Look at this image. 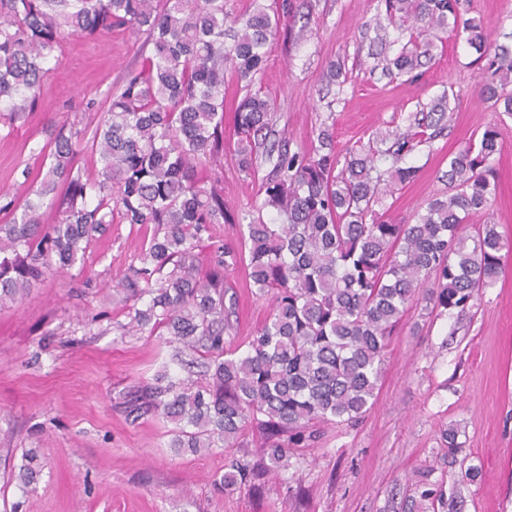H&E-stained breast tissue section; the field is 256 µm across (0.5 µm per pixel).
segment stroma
Masks as SVG:
<instances>
[{
  "label": "stroma",
  "instance_id": "stroma-1",
  "mask_svg": "<svg viewBox=\"0 0 512 512\" xmlns=\"http://www.w3.org/2000/svg\"><path fill=\"white\" fill-rule=\"evenodd\" d=\"M462 3L493 40L512 45V0ZM311 4L290 25L309 26L312 37L274 36L255 80L294 144L311 148L316 128L327 122L337 151H344L375 130L405 127L421 104L452 90L450 130L406 157L418 173L386 198L387 217L412 222L427 199L446 191L441 176L449 156L473 132L496 124L498 196L477 221L512 235V118L480 99L488 72L464 38L439 44L435 64L410 84L374 67L367 29L384 14L378 0ZM150 51L145 34L124 29L60 43L59 64L33 111L12 124L0 120V205L28 195L31 185L18 170L47 169L31 147L63 126L94 128L107 95ZM332 63L344 83L327 82ZM224 90V208L236 212L249 207L256 187L233 165V112L245 91L230 73ZM142 238L138 228L110 225L86 255L85 277L57 273L21 302L0 307V512H390L392 492L435 462L444 423L458 428L463 444L448 470L459 480L463 512H512V259L476 315L433 320L411 308L388 345L376 401L363 421L329 429L321 447L298 449V483L267 474L256 493L240 495L214 487L227 452L174 454L167 446L170 423L129 415L122 405L124 393L160 371L185 375L171 359L168 336L121 330L127 309L113 295L112 280L126 271ZM229 281L232 321L245 337L270 307L247 288L244 269ZM31 449L43 468L26 488L18 472ZM470 467L477 481H460Z\"/></svg>",
  "mask_w": 512,
  "mask_h": 512
}]
</instances>
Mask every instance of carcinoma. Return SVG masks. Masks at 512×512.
Instances as JSON below:
<instances>
[{"instance_id": "cac0c4a2", "label": "carcinoma", "mask_w": 512, "mask_h": 512, "mask_svg": "<svg viewBox=\"0 0 512 512\" xmlns=\"http://www.w3.org/2000/svg\"><path fill=\"white\" fill-rule=\"evenodd\" d=\"M387 24L409 32L386 64L389 75L415 76L430 64L438 32L466 35L494 80L479 96L512 117V50L490 53L485 30L464 17L461 0H381ZM271 0L229 18L224 0H0V114L27 117L55 51L69 36L94 38L114 28L144 31L152 44L107 97L92 137L75 125L34 149L50 165L26 198L0 208V307L22 301L50 275L84 266L86 252L111 224L153 226L112 285L123 295L129 331H162L187 376L158 374L141 383L134 409L174 424L169 447L197 453L237 448L263 431L262 462L232 456L215 485L249 492L263 474L291 473L297 448H314L327 428L352 427L375 401L389 337L412 305L428 316L479 308L512 255V237L475 225L498 190L500 132L486 127L448 160V194L431 200L413 224L387 221L379 207L396 185L416 177L405 156L451 127L441 93L405 128L377 132L336 153L333 126L317 129L309 151L276 130L270 99L253 88L271 37L294 12ZM233 43H225L226 32ZM246 89L234 115V166L261 178L245 212L224 210V73ZM97 157L89 175L79 159ZM270 167L261 177V164ZM211 172L207 187L201 173ZM61 195L54 221L46 199ZM245 265L249 287L270 301L260 328L244 339L226 314L224 280ZM459 431H440L443 459L462 448ZM19 479L41 472L23 455ZM407 512H460L461 497L422 478L404 495Z\"/></svg>"}]
</instances>
